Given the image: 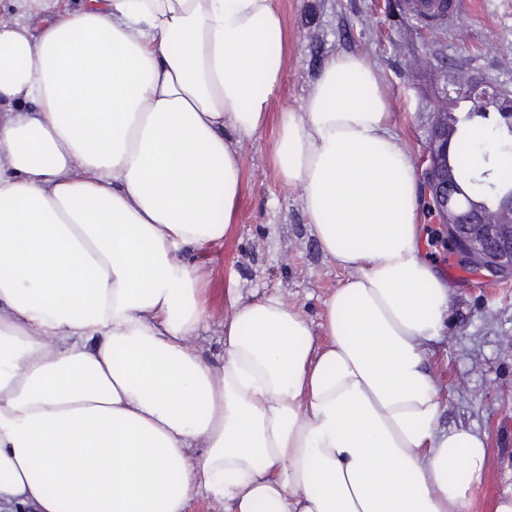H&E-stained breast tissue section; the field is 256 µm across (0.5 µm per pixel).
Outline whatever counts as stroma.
Returning a JSON list of instances; mask_svg holds the SVG:
<instances>
[{
	"instance_id": "1",
	"label": "stroma",
	"mask_w": 512,
	"mask_h": 512,
	"mask_svg": "<svg viewBox=\"0 0 512 512\" xmlns=\"http://www.w3.org/2000/svg\"><path fill=\"white\" fill-rule=\"evenodd\" d=\"M390 2L277 0L288 43L283 80L270 100L266 126L233 141L243 185L235 222L222 240L190 255L207 288L210 320L191 340L205 362L217 366L224 358L223 324L234 297L277 294L310 322L316 345L326 341L323 301L351 273L320 251L300 191L282 185L273 162L280 113L300 111L326 57L362 52L377 66L390 91L393 129L416 165L427 145L433 103L452 86L460 63L512 91V0H477L437 40ZM432 53L443 66L428 65ZM448 307V333L431 359L447 387L442 424L484 434V472L471 512H494L497 499L512 489V280L474 274L449 286Z\"/></svg>"
}]
</instances>
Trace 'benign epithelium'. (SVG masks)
<instances>
[{
	"label": "benign epithelium",
	"instance_id": "benign-epithelium-1",
	"mask_svg": "<svg viewBox=\"0 0 512 512\" xmlns=\"http://www.w3.org/2000/svg\"><path fill=\"white\" fill-rule=\"evenodd\" d=\"M433 113L436 120L431 126L428 149L421 165V178L427 206L438 224L451 227L452 240H464L471 250L465 259L477 270L502 279H512V214L495 222H486L469 212L449 191L448 171L438 163V156L448 154V96L440 97Z\"/></svg>",
	"mask_w": 512,
	"mask_h": 512
}]
</instances>
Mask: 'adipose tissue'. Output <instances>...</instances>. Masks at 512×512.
<instances>
[{"instance_id":"ef3b65f1","label":"adipose tissue","mask_w":512,"mask_h":512,"mask_svg":"<svg viewBox=\"0 0 512 512\" xmlns=\"http://www.w3.org/2000/svg\"><path fill=\"white\" fill-rule=\"evenodd\" d=\"M0 17V505L32 512H470L483 436L442 429L448 289L423 188L361 52L282 112L274 164L353 275L327 341L233 302L224 361L182 256L241 195L287 53L276 0H15Z\"/></svg>"}]
</instances>
